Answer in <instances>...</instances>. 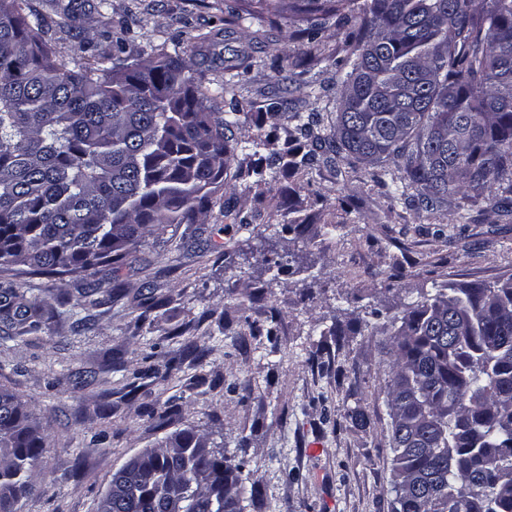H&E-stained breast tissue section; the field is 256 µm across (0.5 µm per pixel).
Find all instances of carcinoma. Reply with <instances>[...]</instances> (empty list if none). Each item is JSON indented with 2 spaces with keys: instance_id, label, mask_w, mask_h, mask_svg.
Instances as JSON below:
<instances>
[{
  "instance_id": "cac0c4a2",
  "label": "carcinoma",
  "mask_w": 512,
  "mask_h": 512,
  "mask_svg": "<svg viewBox=\"0 0 512 512\" xmlns=\"http://www.w3.org/2000/svg\"><path fill=\"white\" fill-rule=\"evenodd\" d=\"M261 15L281 0H238ZM292 0L315 33L350 25L336 153L392 162L428 212L450 194L512 215V0ZM25 0H0V268L81 276L170 224H198L224 186L237 113L215 112L188 62L116 42L112 68L70 69ZM311 114L257 145L286 175L318 161ZM264 181L241 161L236 177ZM0 324L42 325L38 303L0 289ZM394 512H512V280L451 288L387 338ZM183 430L140 452L96 512H234L237 466ZM44 437L0 387V512L34 490Z\"/></svg>"
}]
</instances>
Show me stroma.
<instances>
[{"instance_id":"stroma-1","label":"stroma","mask_w":512,"mask_h":512,"mask_svg":"<svg viewBox=\"0 0 512 512\" xmlns=\"http://www.w3.org/2000/svg\"><path fill=\"white\" fill-rule=\"evenodd\" d=\"M229 0H28L66 65L112 66L118 21L134 53L189 60L219 111L240 107L232 142L318 113L335 130L345 30L315 41L298 19L224 24ZM222 36L207 39L209 30ZM286 109L270 115L271 98ZM393 163L343 155L262 185L228 174L202 223L147 236L120 264L76 280L0 272L43 305L38 332L0 343V385L27 401L45 434L21 512H96L113 472L191 428L223 445L256 498L245 512H392L386 339L423 297L512 279V222L489 203L449 196L431 214L392 197ZM240 223H227L225 205ZM124 297L79 305L87 285ZM275 326V336L253 326ZM194 341L196 351L185 348ZM172 365L168 378L159 371ZM364 413L367 427L355 425Z\"/></svg>"}]
</instances>
